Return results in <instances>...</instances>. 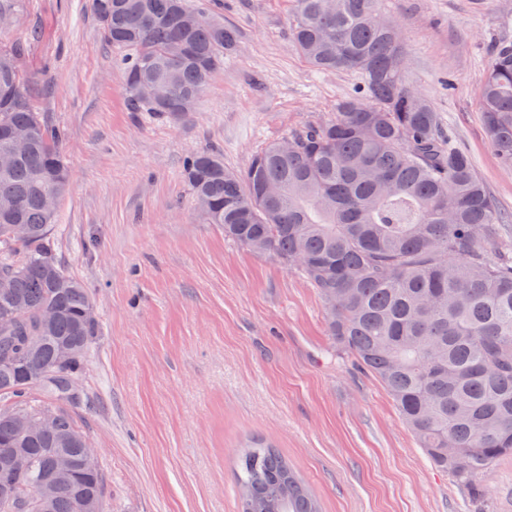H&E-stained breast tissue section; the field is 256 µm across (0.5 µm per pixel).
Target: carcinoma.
Here are the masks:
<instances>
[{
    "label": "carcinoma",
    "instance_id": "1",
    "mask_svg": "<svg viewBox=\"0 0 512 512\" xmlns=\"http://www.w3.org/2000/svg\"><path fill=\"white\" fill-rule=\"evenodd\" d=\"M290 40L318 71H352L359 97L330 116L292 131V150L264 142L248 166L232 170L224 156H186L183 177L209 223L258 254H273L317 289L329 310L336 346L353 354L389 391L401 419L435 466L448 470L457 452L476 485L512 454V249L491 259L503 217L469 157L445 141L437 113L403 79L404 48L379 22V0H294ZM104 39L117 54L131 104L178 121L192 111L237 33L224 18L189 0H92ZM194 13L209 18L185 26ZM22 49L0 48V153L8 133L28 129L25 153L0 167V472L7 448L32 462L0 493V512H79V500L104 498L102 471L81 465L85 438L65 384L81 376L98 333L88 290L52 255L49 235L70 170L60 151L64 131L36 112ZM160 81L167 104L146 96ZM487 136L512 167V42L496 44L481 90ZM27 224L18 237L13 225ZM54 318L41 327L42 314ZM29 336L43 337L32 350ZM61 343L77 347L56 361ZM49 412L50 434H24L17 415ZM74 461L70 480L47 505L23 496L48 479L54 458ZM239 512H322L288 459L262 443L240 458Z\"/></svg>",
    "mask_w": 512,
    "mask_h": 512
}]
</instances>
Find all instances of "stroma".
Masks as SVG:
<instances>
[{
  "label": "stroma",
  "instance_id": "35a3bbf8",
  "mask_svg": "<svg viewBox=\"0 0 512 512\" xmlns=\"http://www.w3.org/2000/svg\"><path fill=\"white\" fill-rule=\"evenodd\" d=\"M407 83L512 213V167L488 140L490 48L512 40V0H381ZM235 50L178 122L133 111L90 0H20L0 46L23 48L71 169L54 257L90 289L98 334L72 413L105 479V512H237L241 453L278 448L324 512H512V456L473 495L437 468L385 386L335 347L316 288L225 239L182 176L213 149L228 168L355 96L350 71L292 47V0H221Z\"/></svg>",
  "mask_w": 512,
  "mask_h": 512
}]
</instances>
